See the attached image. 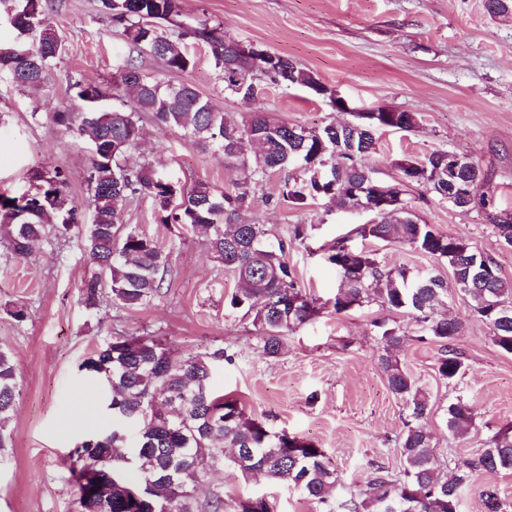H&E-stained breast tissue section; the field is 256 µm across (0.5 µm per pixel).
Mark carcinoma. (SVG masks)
Listing matches in <instances>:
<instances>
[{
    "instance_id": "obj_1",
    "label": "carcinoma",
    "mask_w": 512,
    "mask_h": 512,
    "mask_svg": "<svg viewBox=\"0 0 512 512\" xmlns=\"http://www.w3.org/2000/svg\"><path fill=\"white\" fill-rule=\"evenodd\" d=\"M100 8L123 29L130 52L148 53L171 72H184L190 66L183 44L186 37L208 45L224 91L235 94L237 81L227 68L233 62L234 41L224 39L204 21L171 33L160 31L162 23L171 24L179 15L180 0H100ZM484 8L493 19L512 16V0H484ZM8 20L20 38L0 47V73L7 74L20 90L36 93L46 84L53 62L65 52V41L49 16L47 0H13ZM282 61L280 74L267 76L270 82L305 88L317 82L293 61L285 57ZM132 83L140 86L132 110L106 106L108 89L78 80L69 85L78 106L52 115L55 124L91 145L90 223H85L81 206L68 199L65 173L37 168L31 172L35 192L19 198L0 193V235L9 239L18 257L51 234L80 236L86 256L100 270V275L84 284L86 305L97 306L107 288L114 301L141 307L160 293L170 273L169 254L153 239L123 224L127 202L149 197L161 213V223L179 224L205 235L212 259L239 284L229 307L252 318L262 353L278 356L288 333L320 311L303 295L288 264V251L307 238V227L295 225L289 237L273 246L268 243L267 225L241 220L243 204L259 177L296 164L316 167L325 153L335 158V184H320L309 176L288 178L279 197L297 206H306L317 196L335 199L344 208L369 204L363 183L371 171L367 157L376 150L375 137L364 131L355 133L347 123H331L318 130L301 128V136L295 138L293 126L261 111L240 123L233 115L218 111L192 84H166L130 56L114 89L127 90ZM141 112H150L157 123L224 152V162L242 174L237 190L220 191L203 180L187 187L149 163L128 166L126 156L141 135ZM445 155L436 150L422 157L402 156L426 163L427 181L441 199L448 192V178L440 171ZM458 178L471 186L472 196L457 208L481 210L499 239L512 247V222L501 223L500 210L480 192L487 181L481 165L470 160ZM407 205L404 198L398 208L373 210L371 222L360 225L358 234L409 246L447 264L451 285L491 327L494 345L512 354V318L503 321L493 311L496 305L512 309V282L503 277L494 258L471 246L462 247L461 239L445 236L431 224L420 223L405 211ZM476 253L488 265L480 279L471 269ZM329 260L340 277L336 312L374 302L412 315L422 332L419 340L428 336L443 347L439 375L450 382L460 376L464 362L454 347L460 324L439 312L448 300L446 281L432 273L414 274L404 266L387 268L373 253L346 239L337 242ZM373 327L387 345L378 366L408 417L399 443L404 468L395 477L382 465L371 466L356 498L338 507L352 512H460L462 492L473 473L512 471V425L501 428L472 457L448 461L446 474H440L431 432L424 424L432 411L430 397L391 354L406 335L384 322H375ZM225 361H232V356L221 347L175 361L164 340L149 334L114 337L94 351L82 368L105 379L116 423L110 431L88 436L74 450L70 472L82 490L78 512H224L221 490L202 502L195 487L202 478L226 469L245 479L260 472L271 482L321 504L326 512H334L331 498L338 477L322 449L302 437L272 431L237 400L211 390L212 374ZM18 396L15 365L0 350L1 448L6 445L5 430ZM472 422L469 401L459 397L448 403V433L458 436ZM130 426L137 432L129 449ZM127 468L137 472V483L124 481L122 472ZM235 509L276 512L277 504L264 496L244 497L235 502Z\"/></svg>"
}]
</instances>
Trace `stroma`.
Segmentation results:
<instances>
[{
  "mask_svg": "<svg viewBox=\"0 0 512 512\" xmlns=\"http://www.w3.org/2000/svg\"><path fill=\"white\" fill-rule=\"evenodd\" d=\"M50 6L66 52L49 70L45 88L24 93L0 78V193H26L31 170L59 169L69 178L71 202L84 206L88 145L56 126L51 116L71 105L73 81L113 82L129 47L122 28L101 12L99 0H50ZM201 20L226 39L288 57L325 84L328 95L266 79L255 100L228 95L209 48L193 40L187 43L191 65L186 71H168L148 54L134 57L136 64L163 82L192 83L217 110L241 119L261 110L310 128L350 120L354 109L386 106L416 113L412 131L378 132L369 157L378 177L394 182L393 163L406 153L465 154L487 172L486 189L499 207L512 211V20H491L484 0H181L179 24L191 27ZM334 94L348 101L350 111L332 107ZM140 125L131 163H152L183 183L201 179L234 190L240 173L225 166L223 153L159 126L150 113H142ZM283 178L277 171L265 176L242 215L266 224L276 240L294 225L307 226V239L290 251L288 263L322 312L290 333L275 358L260 352L251 320L229 307L238 284L212 260L204 236L161 224L150 198L128 202L123 215L124 224L170 253L172 271L144 307L84 304L82 286L95 268L77 238L44 239L18 257L0 236V350L11 355L21 388L10 439L0 450V512H76L79 490L69 454L87 436L112 427L102 404L104 382L81 365L115 336L163 337L175 359L217 347L234 353L233 363L216 369L214 387L273 431L322 448L339 476L342 501L356 494L371 463L395 473L403 468L397 446L406 413L377 367L385 345L375 322L407 336L395 356L432 396L426 425L439 463L470 457L512 424V356L493 344L489 326L462 294L448 295L447 315L462 326L456 348L465 366L452 382L437 372L439 344L419 340L411 316L376 303L342 313L332 307L339 278L327 251L337 240L350 239L389 267L444 278L447 266L410 247L357 236L368 213L344 210L327 199L303 207L280 200ZM407 199L421 222L492 256L512 280V248L501 246L482 212L453 208L418 186L410 187ZM459 396L469 401L474 419L455 438L448 434L444 411ZM472 483L460 512H487L476 493L485 486L496 489L503 512H512V472L480 471ZM218 488L224 491V512H233L234 499L242 495L276 497L277 512H322L296 490L262 477L245 479L229 469L199 482L196 494L205 500Z\"/></svg>",
  "mask_w": 512,
  "mask_h": 512,
  "instance_id": "stroma-1",
  "label": "stroma"
}]
</instances>
